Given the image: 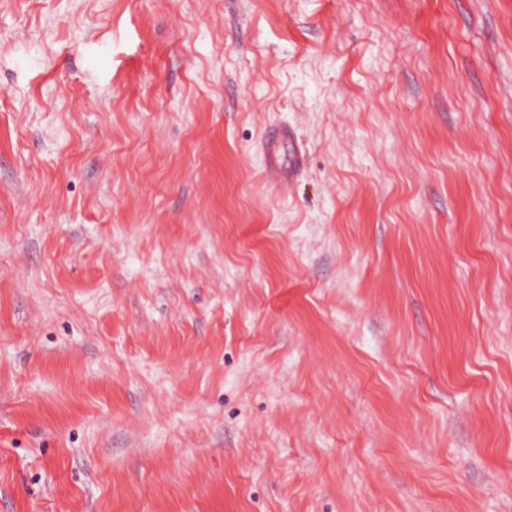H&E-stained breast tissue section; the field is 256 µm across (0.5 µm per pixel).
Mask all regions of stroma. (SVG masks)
Returning a JSON list of instances; mask_svg holds the SVG:
<instances>
[{"instance_id":"1","label":"stroma","mask_w":512,"mask_h":512,"mask_svg":"<svg viewBox=\"0 0 512 512\" xmlns=\"http://www.w3.org/2000/svg\"><path fill=\"white\" fill-rule=\"evenodd\" d=\"M0 512H512V0H0Z\"/></svg>"}]
</instances>
